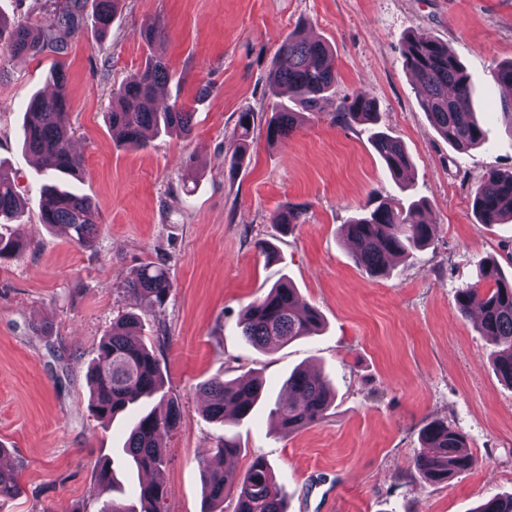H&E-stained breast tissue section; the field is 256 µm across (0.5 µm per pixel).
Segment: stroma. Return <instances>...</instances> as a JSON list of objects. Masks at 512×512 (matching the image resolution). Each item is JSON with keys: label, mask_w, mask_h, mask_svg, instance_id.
I'll return each instance as SVG.
<instances>
[{"label": "stroma", "mask_w": 512, "mask_h": 512, "mask_svg": "<svg viewBox=\"0 0 512 512\" xmlns=\"http://www.w3.org/2000/svg\"><path fill=\"white\" fill-rule=\"evenodd\" d=\"M153 19L164 36L149 44L140 29ZM296 31L331 45L337 82L321 111L271 143L268 74ZM416 32L447 45L468 74L486 132L480 147L455 149L422 110L403 55ZM154 55L172 73L159 106H192L195 126L189 137L164 135L130 151L104 114L113 89ZM510 60L512 0H121L106 39L87 17L65 53L0 54V167L24 202L20 221L0 224V234L27 245L0 262V462L17 468L23 488L0 512H98L95 476L106 461L122 483L120 500H134L140 477L123 452L129 421L94 419L86 373L113 318L142 313L122 283L160 261L174 290L162 311L142 313V324L181 407L162 439L165 512H201L196 459L225 435L242 446L235 474L258 455L271 464L288 512H472L512 495V385L496 373L495 347L475 316L456 305L459 289L478 282L482 259H495L512 282V221L482 224L472 210L483 174L512 170L508 98L493 77ZM56 66L66 76L70 144L86 169L72 189L98 208L88 247L40 224L50 173L20 139L25 106L52 91ZM357 91L374 98L380 126L405 145L409 183L392 179L370 126L334 121ZM245 110L255 124L234 165L232 136ZM373 197L424 203L433 226L430 245L381 278L357 264L341 231ZM288 207L303 216L284 231L270 216ZM261 241L274 259L258 250ZM280 281L318 310L321 326L261 350L245 341L239 320ZM298 367L330 380L336 399L320 423L282 433L270 410ZM217 375H257L265 385L252 414L227 428L205 418L198 392ZM435 420L459 432L477 460L441 485L413 467L421 431Z\"/></svg>", "instance_id": "obj_1"}]
</instances>
